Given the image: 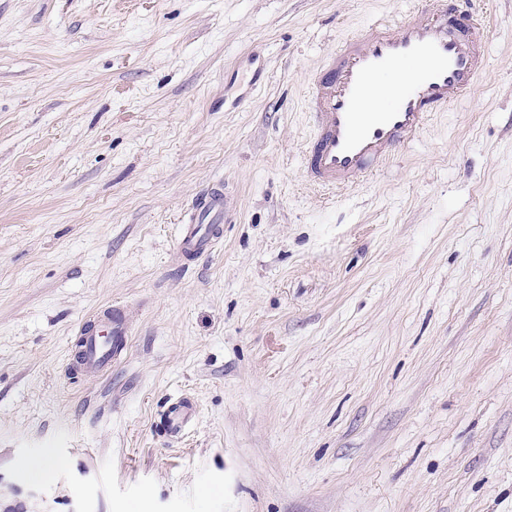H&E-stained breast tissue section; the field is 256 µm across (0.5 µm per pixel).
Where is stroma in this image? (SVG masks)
Returning a JSON list of instances; mask_svg holds the SVG:
<instances>
[{"label": "stroma", "instance_id": "obj_1", "mask_svg": "<svg viewBox=\"0 0 512 512\" xmlns=\"http://www.w3.org/2000/svg\"><path fill=\"white\" fill-rule=\"evenodd\" d=\"M427 3L0 0V474L41 512H512V0L381 175L300 172L309 73ZM218 181V245L175 263ZM110 304L124 355L69 374ZM196 415V404L190 400L179 397L167 407V427L171 433L179 434L181 430Z\"/></svg>", "mask_w": 512, "mask_h": 512}]
</instances>
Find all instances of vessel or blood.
<instances>
[{
  "instance_id": "vessel-or-blood-1",
  "label": "vessel or blood",
  "mask_w": 512,
  "mask_h": 512,
  "mask_svg": "<svg viewBox=\"0 0 512 512\" xmlns=\"http://www.w3.org/2000/svg\"><path fill=\"white\" fill-rule=\"evenodd\" d=\"M487 26L471 0H433L427 17L372 22L327 56L308 88L312 133L303 154L305 181L343 190L386 167L424 130L430 117L454 107L483 75ZM394 80L386 102L369 112L360 103L386 74ZM226 220L216 189L203 192L180 226L175 260L208 253ZM80 371L104 374L127 348L123 309L103 306L80 328ZM185 398L167 407V427L177 434L194 418Z\"/></svg>"
}]
</instances>
